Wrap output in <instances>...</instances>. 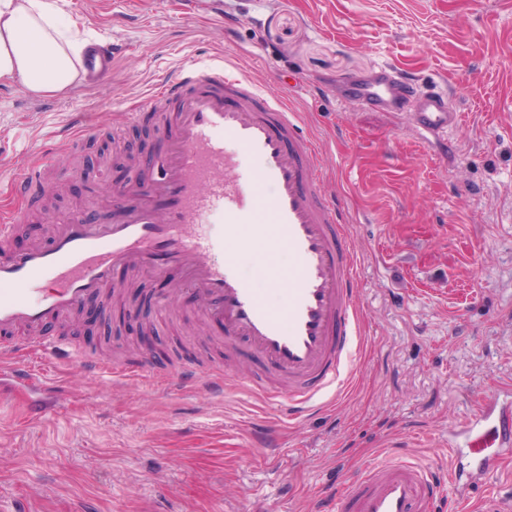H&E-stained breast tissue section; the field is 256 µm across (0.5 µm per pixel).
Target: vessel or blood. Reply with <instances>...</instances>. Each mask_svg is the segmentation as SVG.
Here are the masks:
<instances>
[{
  "mask_svg": "<svg viewBox=\"0 0 512 512\" xmlns=\"http://www.w3.org/2000/svg\"><path fill=\"white\" fill-rule=\"evenodd\" d=\"M113 49L85 56L82 76L94 87L112 71ZM345 106L395 112L438 140L459 123L446 93L415 85L399 66L383 64L352 85ZM145 109L164 108L165 153L136 181L112 192L104 223L72 214L45 247L12 252L14 225L26 207L0 216V374L20 380L9 360L31 346L58 356L39 335L44 324L77 310L117 269L178 266L202 297L201 315L224 326V345L247 344L266 378L243 375L253 392L287 400L294 415L321 411L354 377L360 316L354 257L342 214L323 185L321 153L299 113L268 99L233 66L205 63L158 87ZM222 223H211L213 215ZM263 254L256 277L240 266L243 246ZM291 263L281 267L278 256ZM281 296L280 304L267 294ZM449 440L448 479L455 506L471 486L487 482L512 454V387L498 389ZM441 487L432 472L409 460L367 462L323 501V512H432Z\"/></svg>",
  "mask_w": 512,
  "mask_h": 512,
  "instance_id": "obj_1",
  "label": "vessel or blood"
}]
</instances>
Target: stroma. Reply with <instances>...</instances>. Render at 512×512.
<instances>
[{
	"label": "stroma",
	"mask_w": 512,
	"mask_h": 512,
	"mask_svg": "<svg viewBox=\"0 0 512 512\" xmlns=\"http://www.w3.org/2000/svg\"><path fill=\"white\" fill-rule=\"evenodd\" d=\"M221 24L200 0H63L77 35L114 43L112 74L35 96L0 83V206L20 177L44 175L48 204L17 225L10 248L47 245L44 224L74 210L110 220L109 183L126 154L151 165L154 123L124 114L197 60L224 58L266 97L301 115L323 153V182L355 256L361 346L353 382L324 415L239 386L173 390L189 366L254 364L225 352L222 324L198 315L179 271L135 272L136 303L113 300L94 325L47 324L102 367L17 352L28 381L0 384V512H316L320 494L384 441L420 464H448V434L512 383V0H224ZM391 63L444 82L460 115L450 141L427 140L394 113L338 105L345 79ZM92 128L58 148L75 117ZM172 300L160 317L159 295ZM150 355L154 373L114 367ZM51 403L44 419L27 415ZM280 444L264 454L257 431Z\"/></svg>",
	"instance_id": "stroma-1"
}]
</instances>
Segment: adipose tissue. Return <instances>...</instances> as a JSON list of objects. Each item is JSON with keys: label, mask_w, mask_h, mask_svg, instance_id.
Returning <instances> with one entry per match:
<instances>
[{"label": "adipose tissue", "mask_w": 512, "mask_h": 512, "mask_svg": "<svg viewBox=\"0 0 512 512\" xmlns=\"http://www.w3.org/2000/svg\"><path fill=\"white\" fill-rule=\"evenodd\" d=\"M86 48L55 0H0V81L38 95L61 92L75 81Z\"/></svg>", "instance_id": "ef3b65f1"}]
</instances>
